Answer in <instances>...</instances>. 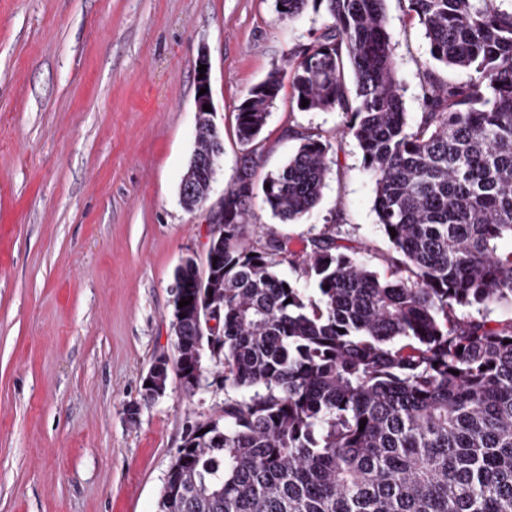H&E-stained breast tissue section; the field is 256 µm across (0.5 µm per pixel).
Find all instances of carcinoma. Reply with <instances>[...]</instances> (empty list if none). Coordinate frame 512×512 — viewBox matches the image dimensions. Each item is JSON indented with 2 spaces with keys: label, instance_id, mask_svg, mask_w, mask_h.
<instances>
[{
  "label": "carcinoma",
  "instance_id": "obj_1",
  "mask_svg": "<svg viewBox=\"0 0 512 512\" xmlns=\"http://www.w3.org/2000/svg\"><path fill=\"white\" fill-rule=\"evenodd\" d=\"M384 2L276 6L325 4L328 24L290 53L292 99L346 114L387 251L250 237L258 196L284 224L312 211L340 148L297 132L257 181L282 87L270 72L236 113L240 166L210 239L223 313L193 346L220 348L224 416L183 441L158 512H512V321L474 316L512 305V252L497 251L512 240V2L407 0L429 54L413 123ZM221 149L203 137L193 155Z\"/></svg>",
  "mask_w": 512,
  "mask_h": 512
}]
</instances>
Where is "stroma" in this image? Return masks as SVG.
I'll use <instances>...</instances> for the list:
<instances>
[{
  "instance_id": "obj_1",
  "label": "stroma",
  "mask_w": 512,
  "mask_h": 512,
  "mask_svg": "<svg viewBox=\"0 0 512 512\" xmlns=\"http://www.w3.org/2000/svg\"><path fill=\"white\" fill-rule=\"evenodd\" d=\"M407 6L385 0L413 115L428 46ZM326 22L311 8L280 18L275 0H0V512H157L187 423L222 417L213 362L195 396L173 376L165 396L141 402L155 357L174 352V270L207 249L205 212L178 197L194 147L196 61L209 59L224 132L219 197L241 155L240 103ZM344 122L338 109L299 111L283 81L263 172L296 149L289 130L332 137ZM255 211L297 250L325 235L387 248L350 138L300 223Z\"/></svg>"
}]
</instances>
